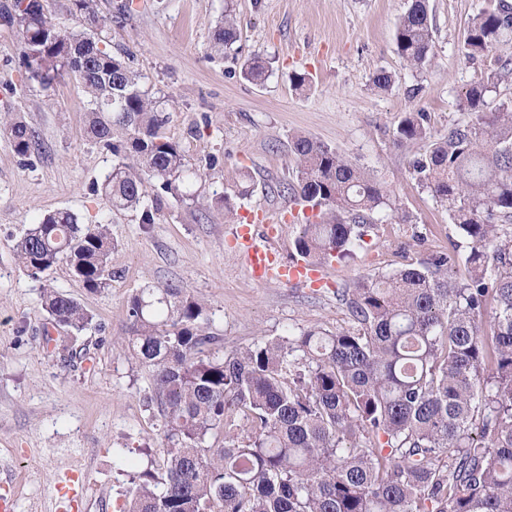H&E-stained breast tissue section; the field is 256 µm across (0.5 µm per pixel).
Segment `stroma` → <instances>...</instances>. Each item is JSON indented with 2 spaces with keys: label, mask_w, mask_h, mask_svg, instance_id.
<instances>
[{
  "label": "stroma",
  "mask_w": 512,
  "mask_h": 512,
  "mask_svg": "<svg viewBox=\"0 0 512 512\" xmlns=\"http://www.w3.org/2000/svg\"><path fill=\"white\" fill-rule=\"evenodd\" d=\"M228 2L240 38L220 57L211 51L213 30ZM112 4L98 2L110 49L165 95L167 133L199 169L198 191L209 197L246 182L254 190L239 199L233 222L168 195L149 225L139 212L113 213L101 186L115 159L85 133L81 85L71 77L48 88L26 81L17 33L0 22V111L40 142L23 158L0 134V494L15 491L16 512H124L135 470L160 460L148 375L127 348V304L145 286L172 283L204 303L231 351L303 328L347 327L337 290L447 249L455 227L411 174L426 144H396L392 132L405 113L424 112L432 136L446 133L466 90L496 58L512 59V39L472 58L462 51L468 22L497 0H431L436 56L419 71L395 50L407 0H133L119 23ZM253 54L272 64L261 84L240 75ZM382 68L395 76L386 91L371 83ZM295 72L311 75V90L293 89ZM298 132L366 168L408 220L382 216L353 259L331 261L323 283L259 284L231 232L281 216L277 253L294 260L305 218L280 185L292 176L289 140ZM61 209L84 224L108 223L117 244L105 290L89 292L64 265L49 274L93 317L74 336L51 325L39 281L14 253L29 224Z\"/></svg>",
  "instance_id": "1"
}]
</instances>
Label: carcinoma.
I'll return each mask as SVG.
<instances>
[{
    "mask_svg": "<svg viewBox=\"0 0 512 512\" xmlns=\"http://www.w3.org/2000/svg\"><path fill=\"white\" fill-rule=\"evenodd\" d=\"M83 26L100 23L96 0H73ZM5 21L18 31L24 69L39 59L43 87L67 75L89 98L87 133L117 163L104 190L116 211L140 210L154 223L166 194L209 210H235L232 197L187 194L200 174L167 135L162 98L107 50V42L66 28L41 0H14ZM512 32V3L498 0L468 23L474 57ZM239 29L231 11L213 31L217 52ZM411 69L436 55L429 0H410L395 34ZM240 73H269L259 55ZM512 74L497 59L466 90V117L431 139L424 112H409L394 140H429L414 177L448 211L468 244L391 273L366 274L336 295L351 326L321 327L224 353L205 306L178 286H147L128 301V349L148 372L162 428V463L131 479L128 512H512V105L488 111ZM23 157L38 134L0 116ZM295 167L283 191L318 220L294 241L303 260L345 259L397 212L388 192L351 159L307 135L290 141ZM156 191L147 200V185ZM116 245L106 224H81L67 210L44 215L16 242L24 270L41 278L59 264L84 288L110 287ZM464 267L461 278L452 276ZM49 320L81 332L93 316L46 283Z\"/></svg>",
    "mask_w": 512,
    "mask_h": 512,
    "instance_id": "cac0c4a2",
    "label": "carcinoma"
}]
</instances>
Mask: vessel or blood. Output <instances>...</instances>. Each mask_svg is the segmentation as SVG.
<instances>
[{"mask_svg": "<svg viewBox=\"0 0 512 512\" xmlns=\"http://www.w3.org/2000/svg\"><path fill=\"white\" fill-rule=\"evenodd\" d=\"M277 217H268L264 228L252 224L238 225L233 240L240 251L243 264L249 276L256 282L265 284H299L319 277L320 272L301 261L281 262L274 246L277 234Z\"/></svg>", "mask_w": 512, "mask_h": 512, "instance_id": "b4317fda", "label": "vessel or blood"}]
</instances>
